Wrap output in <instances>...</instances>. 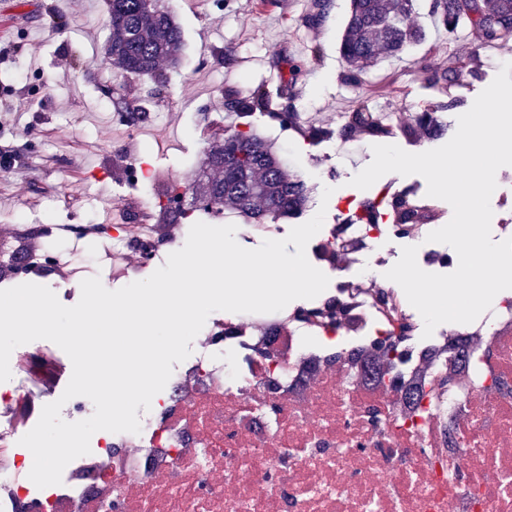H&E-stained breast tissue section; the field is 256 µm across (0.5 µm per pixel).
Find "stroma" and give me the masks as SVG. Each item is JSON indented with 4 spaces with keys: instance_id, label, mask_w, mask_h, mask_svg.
<instances>
[{
    "instance_id": "obj_1",
    "label": "stroma",
    "mask_w": 512,
    "mask_h": 512,
    "mask_svg": "<svg viewBox=\"0 0 512 512\" xmlns=\"http://www.w3.org/2000/svg\"><path fill=\"white\" fill-rule=\"evenodd\" d=\"M184 34L180 64L169 69V83L160 98L150 101L151 122L129 131L99 91L101 84L121 81L129 97L140 98L151 80L117 77L104 56L109 35L104 0H0V114L20 110L29 127L18 135L0 125V156L12 166L0 169V226L24 218L52 224H107L114 213L139 201L133 221L157 224V203L173 183H190L204 158L205 129L224 120L227 90L248 92L258 82L275 89L282 61L299 62L296 108L301 128H284L266 116L251 119L256 132L272 143L288 170L308 188L301 216L288 219L294 227L325 209V227L343 223L349 209L365 198L351 178L372 160L375 138L362 134L308 143L301 129L308 125L336 127L360 100L387 115L392 124L406 123L416 112L443 99L429 80L431 67L448 55L455 40L476 51L478 75L462 74L452 95L472 105L512 61V47H486L472 29L455 36L428 25L430 0H418V18L427 24V38L402 58L381 62L363 85L347 83V67L339 45L350 0H330L328 13L316 30L303 22L310 0H231L216 8L212 0H160ZM67 28L57 31L56 15ZM237 61L224 62V51ZM140 160L147 178L132 185L128 166ZM378 187L410 191L421 204L433 203L440 222L452 209L429 200L427 184L418 175L381 177ZM333 190L323 198L324 187Z\"/></svg>"
}]
</instances>
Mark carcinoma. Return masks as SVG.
Returning a JSON list of instances; mask_svg holds the SVG:
<instances>
[{
    "label": "carcinoma",
    "mask_w": 512,
    "mask_h": 512,
    "mask_svg": "<svg viewBox=\"0 0 512 512\" xmlns=\"http://www.w3.org/2000/svg\"><path fill=\"white\" fill-rule=\"evenodd\" d=\"M416 2L351 0L340 42L349 83L362 85L365 75L380 59L399 57L425 40V26L409 22V17L415 14ZM106 5L111 30L106 54L112 66L120 73L148 75L156 84L164 85L166 75L161 65L177 66L184 47L183 33L173 14L160 9L158 0H106ZM328 6L329 0H313L304 24L318 27L326 17ZM429 14L450 34L463 25L471 27L485 46L512 42V0H431ZM476 62V53L459 45L442 65L431 69L430 80L445 91L455 84L465 68ZM301 75L299 64L285 62L278 92L281 103L275 108L263 86L247 95L233 90L225 93L224 109L233 119V125L209 135L210 149L204 169L188 186L203 205L197 207L192 202L180 209L162 206V223H180L198 208L214 214L230 208L253 224L303 212L307 204L304 180L286 170L281 157L254 133L250 122L259 112L288 128L297 126L295 88ZM101 93L128 125L148 122L149 110L129 99L123 85H106ZM459 106L460 101L450 95L435 108L416 113L400 131L411 139L438 140L448 133V124L442 120L440 111ZM361 132L383 138L394 135V128L383 114L362 102L349 113L336 134L349 138ZM385 214L394 224H427L435 217L431 208L413 205L409 192L391 195L382 190L359 202L350 223L381 224Z\"/></svg>",
    "instance_id": "1"
}]
</instances>
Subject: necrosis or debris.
<instances>
[{
	"instance_id": "4bbe7bcc",
	"label": "necrosis or debris",
	"mask_w": 512,
	"mask_h": 512,
	"mask_svg": "<svg viewBox=\"0 0 512 512\" xmlns=\"http://www.w3.org/2000/svg\"><path fill=\"white\" fill-rule=\"evenodd\" d=\"M35 251L16 274L49 278L74 246L123 250L155 268L179 249L134 224L22 223ZM429 224H347L318 232L309 261L351 272L328 293L252 328L207 319L191 355L141 413V431L96 432L61 484L28 477L12 411L32 397L42 347H17V383L0 391V512H512V298L469 324L422 335V318L374 254L427 242ZM428 365L410 387L412 368Z\"/></svg>"
}]
</instances>
